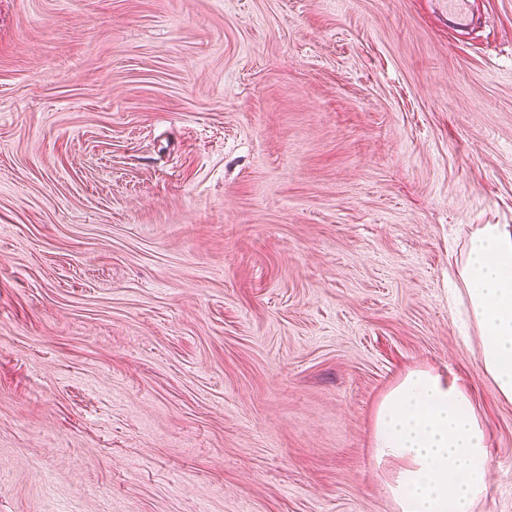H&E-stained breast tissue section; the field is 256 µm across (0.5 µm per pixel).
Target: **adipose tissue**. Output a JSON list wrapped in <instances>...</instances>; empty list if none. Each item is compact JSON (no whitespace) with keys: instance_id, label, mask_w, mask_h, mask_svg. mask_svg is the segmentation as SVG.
<instances>
[{"instance_id":"ef3b65f1","label":"adipose tissue","mask_w":512,"mask_h":512,"mask_svg":"<svg viewBox=\"0 0 512 512\" xmlns=\"http://www.w3.org/2000/svg\"><path fill=\"white\" fill-rule=\"evenodd\" d=\"M456 274L492 393L512 403V225L476 228ZM372 448L377 460L402 463L388 486L398 512H472L487 494L493 464L488 429L468 389L439 374L411 371L382 397Z\"/></svg>"}]
</instances>
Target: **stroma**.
<instances>
[{
    "mask_svg": "<svg viewBox=\"0 0 512 512\" xmlns=\"http://www.w3.org/2000/svg\"><path fill=\"white\" fill-rule=\"evenodd\" d=\"M0 0V512H396L374 409L512 404L448 279L512 225V0Z\"/></svg>",
    "mask_w": 512,
    "mask_h": 512,
    "instance_id": "obj_1",
    "label": "stroma"
}]
</instances>
